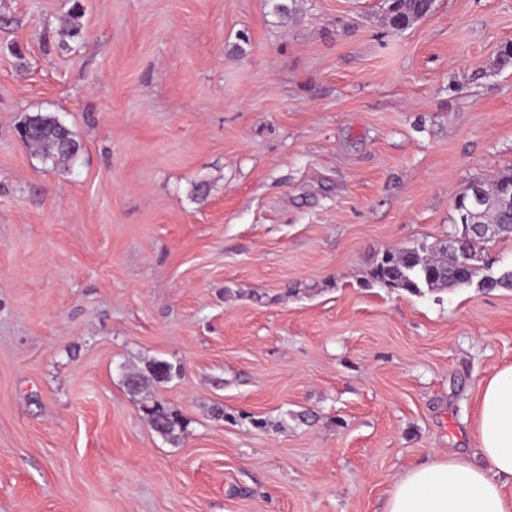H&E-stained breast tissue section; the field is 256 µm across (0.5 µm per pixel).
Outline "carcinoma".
Masks as SVG:
<instances>
[{
  "instance_id": "1",
  "label": "carcinoma",
  "mask_w": 512,
  "mask_h": 512,
  "mask_svg": "<svg viewBox=\"0 0 512 512\" xmlns=\"http://www.w3.org/2000/svg\"><path fill=\"white\" fill-rule=\"evenodd\" d=\"M386 23L393 30H403L425 16L431 4L428 0H387ZM20 127L27 129L25 142L34 147L44 160L70 161L78 157L82 146L75 134L56 116L36 112L25 116ZM512 197V173L497 175L492 181L474 180L459 191L454 199L457 223L462 229L452 235L448 247L435 248L425 240L386 253L388 259L378 258L370 271V281L390 290H402L420 295L423 290L447 289L472 284L479 278L480 288H512V271L507 269L496 277L480 270L490 268L484 257V244L488 239L480 233L477 224L502 225L500 236H512V207L501 206L503 198ZM484 204H478V200ZM172 367L164 360H154L147 373L128 374L124 385L132 393H139L145 383H157L171 376ZM147 416L164 417V422L153 424V430L171 441H177L186 425L180 416L154 401L144 406Z\"/></svg>"
}]
</instances>
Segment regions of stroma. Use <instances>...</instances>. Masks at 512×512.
Masks as SVG:
<instances>
[{"instance_id": "1", "label": "stroma", "mask_w": 512, "mask_h": 512, "mask_svg": "<svg viewBox=\"0 0 512 512\" xmlns=\"http://www.w3.org/2000/svg\"><path fill=\"white\" fill-rule=\"evenodd\" d=\"M293 7L0 0V512H382L428 457L480 463L512 289L367 279L512 172V0ZM34 112L75 161L20 140ZM154 360L180 375L129 392ZM430 0H387L386 23L393 30H403L425 16L430 8ZM20 127L28 131V138L22 140L34 147L43 160L70 161L81 152L82 146L75 134L54 115L28 114ZM143 408L149 418L156 415L164 417L163 423L154 422L152 427L156 433L171 441H178L181 438L186 425L177 413L170 411L158 401H152L151 405H145Z\"/></svg>"}]
</instances>
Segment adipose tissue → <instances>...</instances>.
Wrapping results in <instances>:
<instances>
[{
	"label": "adipose tissue",
	"mask_w": 512,
	"mask_h": 512,
	"mask_svg": "<svg viewBox=\"0 0 512 512\" xmlns=\"http://www.w3.org/2000/svg\"><path fill=\"white\" fill-rule=\"evenodd\" d=\"M470 438L481 464L430 457L393 483L383 512H512V366L482 381Z\"/></svg>",
	"instance_id": "adipose-tissue-1"
}]
</instances>
